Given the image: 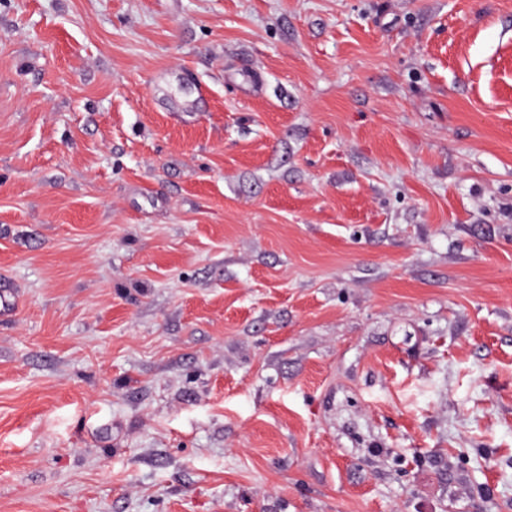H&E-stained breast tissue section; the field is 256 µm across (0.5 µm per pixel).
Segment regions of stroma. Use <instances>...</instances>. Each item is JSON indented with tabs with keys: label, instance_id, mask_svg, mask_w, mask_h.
Segmentation results:
<instances>
[{
	"label": "stroma",
	"instance_id": "1",
	"mask_svg": "<svg viewBox=\"0 0 512 512\" xmlns=\"http://www.w3.org/2000/svg\"><path fill=\"white\" fill-rule=\"evenodd\" d=\"M0 512H512V0H0Z\"/></svg>",
	"mask_w": 512,
	"mask_h": 512
}]
</instances>
